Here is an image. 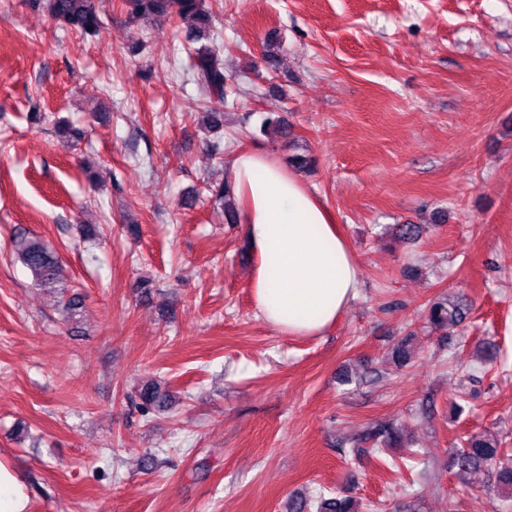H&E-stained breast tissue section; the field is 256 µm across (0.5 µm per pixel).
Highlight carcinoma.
Returning a JSON list of instances; mask_svg holds the SVG:
<instances>
[{"mask_svg":"<svg viewBox=\"0 0 512 512\" xmlns=\"http://www.w3.org/2000/svg\"><path fill=\"white\" fill-rule=\"evenodd\" d=\"M38 4L61 26L80 34L99 33L103 21L102 0H37ZM131 18L148 20L151 18L176 15L193 23L190 33L192 41H205V44L192 48L193 67L196 80L209 96L223 102L227 98V76L221 56L222 48L210 41L213 27V14L207 0H124ZM205 124L209 131L218 132L224 127V111L206 106ZM216 200L224 204V219L237 223V207L234 191L225 182L212 189ZM13 252L18 261L32 274L35 283L55 293L64 289L62 268L55 253L40 239L25 233L13 240ZM462 316L460 308L439 299L427 311V322L442 329H453L459 325ZM141 404L146 409L163 405L166 396L157 385L149 383L139 392ZM503 451L501 441L483 434L469 436L462 448H454L448 457V468L459 475L485 472L496 485L503 497L512 493V467L496 468L497 460ZM363 506L353 497L336 493L330 497L323 494L315 498H305L294 503L291 512H362Z\"/></svg>","mask_w":512,"mask_h":512,"instance_id":"cac0c4a2","label":"carcinoma"}]
</instances>
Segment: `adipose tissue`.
<instances>
[{"instance_id":"obj_1","label":"adipose tissue","mask_w":512,"mask_h":512,"mask_svg":"<svg viewBox=\"0 0 512 512\" xmlns=\"http://www.w3.org/2000/svg\"><path fill=\"white\" fill-rule=\"evenodd\" d=\"M228 173L239 221L260 257L252 277L259 314L289 334L322 333L360 288L356 260L332 215L264 150L235 151Z\"/></svg>"}]
</instances>
